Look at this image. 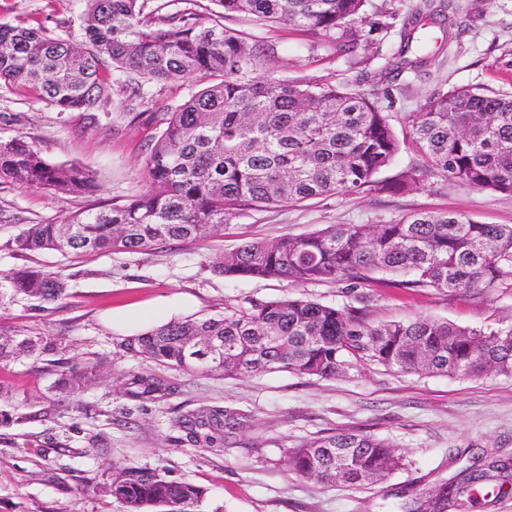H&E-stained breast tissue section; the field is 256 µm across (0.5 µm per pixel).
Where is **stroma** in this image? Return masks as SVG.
Listing matches in <instances>:
<instances>
[{"label": "stroma", "mask_w": 512, "mask_h": 512, "mask_svg": "<svg viewBox=\"0 0 512 512\" xmlns=\"http://www.w3.org/2000/svg\"><path fill=\"white\" fill-rule=\"evenodd\" d=\"M463 33L433 57L424 78L405 75L389 108L397 135L407 112L439 86H481L512 92V0H466ZM82 0H0V21L39 24L75 42L83 37ZM239 29L272 50L264 68L276 78L300 74L340 82L346 65L318 36L241 20ZM0 113H17L20 133L45 158L79 164L97 176L89 196L60 195L0 181V273L35 267L61 272L57 301L18 300L0 306V336H41L52 351L0 360V512H123L105 491L112 465L160 469L167 478L205 492V512H397L415 494L455 480L470 465L512 459V376L487 371L471 378L401 372L371 361L330 379L289 372L227 378L179 374L166 400L125 396L126 375L159 365L120 347L131 331L153 326L150 309L173 304V317H216L251 303L305 298L331 306L371 301L380 325L420 316L479 329L512 320V289L460 294L366 283L355 293L326 281L243 280L211 271L209 263L244 240L276 241L330 224H386L415 211H454L483 224H512V196L478 191L438 176L399 194L364 191L300 204L246 209L223 234L176 242L144 253L22 254L15 236L28 224H61L72 215L139 191L149 143L157 131L130 110L122 93L90 112L64 114L21 89L0 88ZM115 311H140L133 329L113 328ZM97 367L99 379L71 405L54 387L59 371ZM202 404L250 416L240 441L223 453L177 445L169 413ZM390 439L403 467L362 488L296 474L286 450L321 433L352 431ZM449 512H512V477L463 496Z\"/></svg>", "instance_id": "1"}]
</instances>
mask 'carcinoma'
<instances>
[{"label": "carcinoma", "mask_w": 512, "mask_h": 512, "mask_svg": "<svg viewBox=\"0 0 512 512\" xmlns=\"http://www.w3.org/2000/svg\"><path fill=\"white\" fill-rule=\"evenodd\" d=\"M84 41L50 36L42 25L0 22V86L21 87L57 112L88 111L118 87L131 104L145 89L196 83L200 89L170 112L151 144L143 187L129 201L102 205L63 224H34L14 238L20 253H138L160 244L224 230L245 205L266 207L332 195L394 193L432 173L450 183L512 195V94L484 88H438L404 113L399 139L371 81L393 87L423 73L433 58L430 27L459 35L464 0H419L400 27L377 21L372 0H210L220 7L200 21L198 0H83ZM289 25L326 39L357 70L343 83L262 71L270 46L231 22ZM395 35L391 60L371 68L380 44ZM404 148L422 164L380 179ZM0 179L65 195L97 191L95 174L49 162L22 135H0ZM238 279L335 281L359 288L373 274L396 288L461 294L512 288V224H481L453 212H417L388 224H331L277 241L249 240L211 265ZM66 295L58 271L23 267L0 273V305L21 297L55 301ZM369 299L333 307L304 299L256 302L220 317L170 321L124 339V352L184 373L247 376L271 371L328 379L368 358L388 368L452 378L488 369L512 375V322L486 329L418 317L369 323ZM43 338L0 337V359L44 350ZM96 370L62 373L58 390L77 398ZM179 387L164 375L128 374L125 395L160 402ZM248 415L229 406L178 409L177 442L215 452L238 443ZM302 477L351 487L372 484L401 465L395 445L362 432L303 440L288 454ZM107 492L124 512H203L205 493L159 470L113 465ZM506 461L469 466L435 495L419 494L400 512H444L470 487L505 476Z\"/></svg>", "instance_id": "carcinoma-1"}]
</instances>
